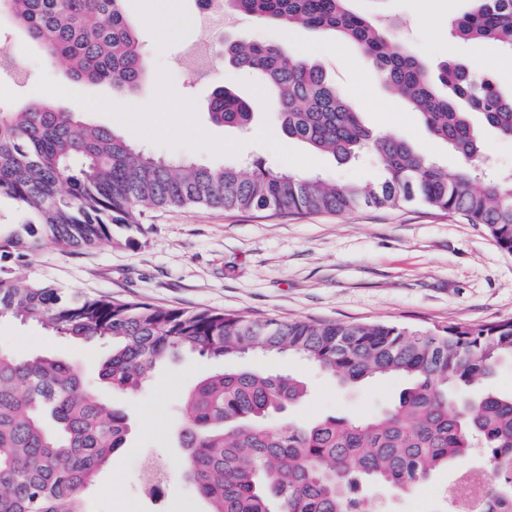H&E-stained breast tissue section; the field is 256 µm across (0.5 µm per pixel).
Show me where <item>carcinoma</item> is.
<instances>
[{"mask_svg": "<svg viewBox=\"0 0 512 512\" xmlns=\"http://www.w3.org/2000/svg\"><path fill=\"white\" fill-rule=\"evenodd\" d=\"M224 10L281 28L332 32L360 49L383 83L429 132L464 160L454 177L397 133L367 127L323 69L272 42L224 43V60L254 74L274 99L282 134L348 160L369 151L375 184L326 183L260 163L174 165L46 99L0 109V200L17 221L0 224V317L34 323L78 343L103 340L101 386L134 394L181 352L207 359L244 354L302 358L343 385L383 376L407 386L368 418L306 424L285 413L306 396L297 376L226 369L182 399V472L206 512H374L364 486L416 491L436 471L480 448L492 472V505L512 502V393L486 388L512 361V318L479 326L409 328L397 323L257 320L212 310L78 297L13 275L45 241L63 250L137 243L147 209L203 205L252 212L345 213L410 203L487 227L512 254V176L484 181L479 129L512 136V93L469 65L431 66L349 0H222ZM66 75L132 93L147 77L123 0H0V19ZM464 42L512 54V0H470L449 25ZM262 102L218 87L213 124L248 127ZM127 414L99 395L70 361L0 348V512H90L88 491L129 435Z\"/></svg>", "mask_w": 512, "mask_h": 512, "instance_id": "obj_1", "label": "carcinoma"}]
</instances>
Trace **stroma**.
I'll use <instances>...</instances> for the list:
<instances>
[{
  "mask_svg": "<svg viewBox=\"0 0 512 512\" xmlns=\"http://www.w3.org/2000/svg\"><path fill=\"white\" fill-rule=\"evenodd\" d=\"M468 4L350 0L357 13L376 20L396 18V39L429 64L449 58L469 62L511 92L512 56L492 42L452 40L447 28L434 23L438 17L461 16ZM124 7L137 23L151 74L136 92L119 94L106 85L70 80L1 20L0 48L13 45L24 52L31 74L24 85L1 93L0 101L53 94L62 109L83 113L91 124L117 129L132 144L171 161L239 168L257 161L276 171L291 168L328 181L380 179L372 154L342 162L312 152L306 144L284 137L266 106L250 129L212 124L207 104L215 88L225 86L245 98L263 96L258 80L246 70L223 64L200 71L191 44L213 42L230 32L246 42H277L306 53L356 105L366 126L403 135L448 174L461 167L458 155L431 137L417 114L386 89L360 51L344 40L301 28L290 32L243 17L225 28L187 25L178 37L164 40L153 16L160 11L180 19L191 16L200 11L198 0H124ZM162 83L171 89L170 97L160 96ZM142 223L137 246L64 252L48 243L18 274L71 294L256 319L396 322L424 328L512 318V255L496 245L486 226L419 205L365 207L345 214L188 206L147 212ZM0 347L69 359L90 381L106 353L105 344H75L8 316L0 318ZM239 364L301 375L308 392L291 415L301 424L326 416H372L389 406L405 385L389 377L346 389L288 355H251ZM223 368V361L184 354L161 364L139 393H113L112 403L128 413L131 431L89 494L92 512H205L182 474L177 404L199 379ZM147 448L167 460L171 473L162 506L140 497L136 470ZM455 473L452 467L439 471L405 495L384 487L373 488L372 494L380 512H449Z\"/></svg>",
  "mask_w": 512,
  "mask_h": 512,
  "instance_id": "obj_1",
  "label": "stroma"
}]
</instances>
